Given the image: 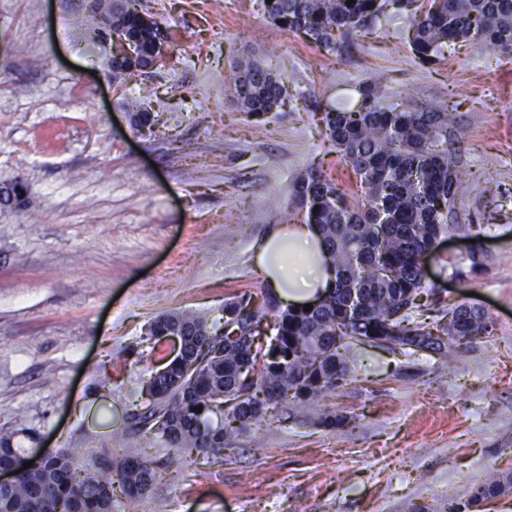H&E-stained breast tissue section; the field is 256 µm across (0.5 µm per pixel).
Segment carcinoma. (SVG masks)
Listing matches in <instances>:
<instances>
[{
  "mask_svg": "<svg viewBox=\"0 0 512 512\" xmlns=\"http://www.w3.org/2000/svg\"><path fill=\"white\" fill-rule=\"evenodd\" d=\"M393 1L412 10V50L422 64L459 41L480 50L512 46V0H271L268 22L299 33L327 52L337 36L373 25ZM113 34L134 53L113 56L112 76L153 69L160 61L159 26L115 5ZM232 102L254 118L280 111L290 100L287 81L258 61L231 67ZM382 82L368 80L349 108L322 112L326 138L365 190L352 204L333 178L312 170L296 180L293 199L315 224L336 267V287L310 310L284 308L269 290L224 302V323L178 310L155 317L145 342L178 335L181 362L170 361L144 382L146 400L125 416L128 432L145 445L161 444L174 459L224 453L237 437H255L269 408H310L351 378L349 359L360 343L404 355L430 352L442 359L461 341L490 333L485 312L460 304L448 320H417L424 286L422 265L448 233V209L464 179L455 153L436 149L449 114L425 109L388 110ZM202 411H196V407ZM33 462L28 469L24 464ZM167 465L125 448L82 457L54 448L36 459L0 440V469L15 473L0 486L7 512H113L121 498L142 501ZM512 488L511 478L490 477L465 502L448 500L444 512H471Z\"/></svg>",
  "mask_w": 512,
  "mask_h": 512,
  "instance_id": "obj_1",
  "label": "carcinoma"
}]
</instances>
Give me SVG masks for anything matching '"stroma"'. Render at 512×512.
<instances>
[{"label": "stroma", "mask_w": 512, "mask_h": 512, "mask_svg": "<svg viewBox=\"0 0 512 512\" xmlns=\"http://www.w3.org/2000/svg\"><path fill=\"white\" fill-rule=\"evenodd\" d=\"M171 36L163 67L111 80L83 0H0V439L98 451L120 438L143 379L175 346L142 345L160 314L214 320L259 291L256 245L298 224L295 181L331 174L359 189L331 148L319 105L387 79L384 107L444 108L469 190L425 261L441 308H481L489 334L442 366L359 347L326 400L328 430L282 404L218 459L172 464L146 501L114 512H440L488 474L512 477V49L457 44L420 67L410 12L388 6L336 54L268 22L261 0H140ZM235 59L292 77L293 100L256 121L230 100ZM151 103L155 131L132 112ZM27 193V186L19 180L1 181L0 205L4 208H19Z\"/></svg>", "instance_id": "1"}]
</instances>
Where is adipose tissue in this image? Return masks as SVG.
I'll return each mask as SVG.
<instances>
[{
	"mask_svg": "<svg viewBox=\"0 0 512 512\" xmlns=\"http://www.w3.org/2000/svg\"><path fill=\"white\" fill-rule=\"evenodd\" d=\"M264 283L283 305L317 302L333 288L334 267L313 224H286L265 236L254 252Z\"/></svg>",
	"mask_w": 512,
	"mask_h": 512,
	"instance_id": "ef3b65f1",
	"label": "adipose tissue"
}]
</instances>
